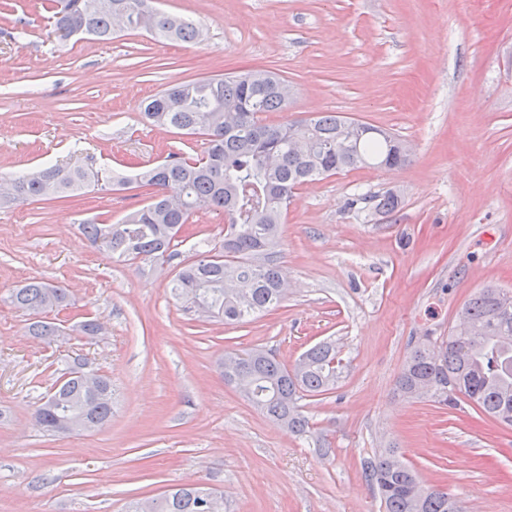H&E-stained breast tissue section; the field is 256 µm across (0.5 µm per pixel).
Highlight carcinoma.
Here are the masks:
<instances>
[{
  "instance_id": "obj_1",
  "label": "carcinoma",
  "mask_w": 512,
  "mask_h": 512,
  "mask_svg": "<svg viewBox=\"0 0 512 512\" xmlns=\"http://www.w3.org/2000/svg\"><path fill=\"white\" fill-rule=\"evenodd\" d=\"M57 37L76 35L101 42L123 31H144L155 37L194 43L200 26L167 13L155 0H58L54 13ZM287 81L277 74L254 71L178 83L155 94L142 120L167 132L202 138L205 149L193 157L169 152L165 160L133 178L93 172L80 166L52 165L13 174L0 183V204L49 201L90 183L102 190L139 182L152 191L150 201L115 224H83V234L119 259L169 263L180 256L179 233L193 216H224V241L203 238L197 254L176 266L171 290L184 311L202 312L227 325L280 308L285 300L279 250L282 224L297 191L308 183L363 166L398 168L410 154L403 139L372 127L350 130L351 119L318 112L304 120L274 122L270 115L288 109L282 92ZM374 209L392 212L398 196H371ZM500 289L487 286L470 298L459 322L446 336L414 345L397 378L407 396L413 387L431 386L430 398L454 409L466 400L483 415L512 427V313L499 311ZM10 301L28 316L25 333L46 344L60 335L49 318L69 305L61 282L32 279L13 289ZM330 341L305 351L294 365L253 349L247 358L220 363L224 382L233 386L265 417L294 435L310 432L300 402L336 388L345 364ZM457 385L448 397V379ZM71 416L90 428L112 417V383L103 375L98 391L85 384L81 366L54 385L33 413L40 430L59 434L57 419ZM364 476L384 512H464L448 490L420 481L395 449L378 451L366 461ZM154 512H224V493L203 484L168 489Z\"/></svg>"
}]
</instances>
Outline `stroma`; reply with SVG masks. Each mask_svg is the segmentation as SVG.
I'll use <instances>...</instances> for the list:
<instances>
[{
	"label": "stroma",
	"mask_w": 512,
	"mask_h": 512,
	"mask_svg": "<svg viewBox=\"0 0 512 512\" xmlns=\"http://www.w3.org/2000/svg\"><path fill=\"white\" fill-rule=\"evenodd\" d=\"M162 6L199 22L203 41L62 43L46 0H0V175L48 161L130 173L182 147L202 154V142L144 123L145 100L248 69L293 86L288 118L336 112L399 134L413 154L397 172L357 168L302 188L283 226L288 297L236 325L185 313L174 267L139 273L81 233L144 206L146 189L0 207V512H124L196 483L223 491L224 512H383L363 465L389 447L466 512H512V428L396 391L412 337L447 335L485 286L512 290V0ZM388 191L394 213L364 201ZM31 278L70 286L63 330L89 317L103 336H23L7 298ZM325 339L347 368L331 393L303 400L306 438L220 374L225 353L262 347L290 364ZM76 355L111 378L112 418L44 433L33 410Z\"/></svg>",
	"instance_id": "1"
}]
</instances>
